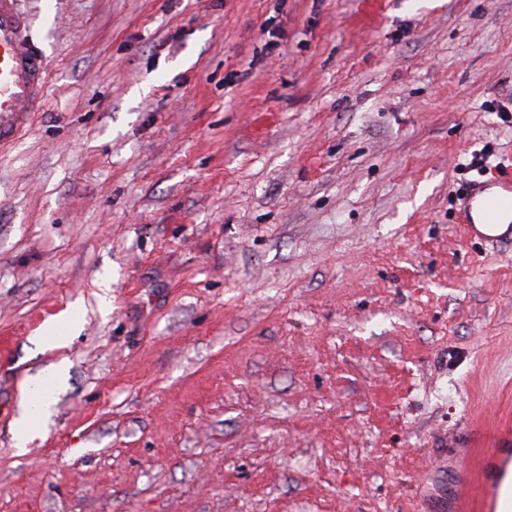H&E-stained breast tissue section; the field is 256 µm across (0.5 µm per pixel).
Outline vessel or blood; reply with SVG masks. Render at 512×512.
<instances>
[{"label":"vessel or blood","mask_w":512,"mask_h":512,"mask_svg":"<svg viewBox=\"0 0 512 512\" xmlns=\"http://www.w3.org/2000/svg\"><path fill=\"white\" fill-rule=\"evenodd\" d=\"M29 28L18 0H0V142L13 137L27 113L37 111L43 100L46 65L27 38ZM500 185L494 197L474 189L464 198L459 211L471 236L480 234L473 209L482 210L491 227L501 216L512 217V164ZM476 454L478 476L471 488H460L457 512H512V432L498 431L491 447L477 449Z\"/></svg>","instance_id":"1"}]
</instances>
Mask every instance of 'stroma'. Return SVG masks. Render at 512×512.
<instances>
[{
	"mask_svg": "<svg viewBox=\"0 0 512 512\" xmlns=\"http://www.w3.org/2000/svg\"><path fill=\"white\" fill-rule=\"evenodd\" d=\"M20 6L47 91L0 144V512L453 486L450 436L512 420V241L458 222L512 157V0ZM46 372L48 373L41 381H28L25 387L21 412L13 428L15 447L20 452H23L26 445L36 437L38 425L53 402L51 393L47 388H42V385L47 380L53 381L58 377H64L67 372V362L63 360L54 364Z\"/></svg>",
	"mask_w": 512,
	"mask_h": 512,
	"instance_id": "35a3bbf8",
	"label": "stroma"
}]
</instances>
